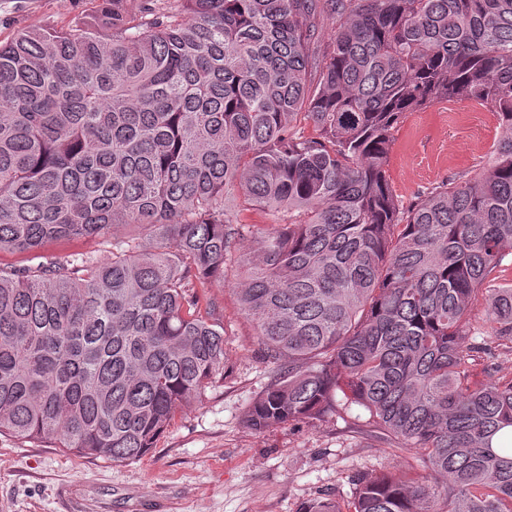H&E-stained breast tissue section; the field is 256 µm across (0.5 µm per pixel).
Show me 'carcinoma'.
<instances>
[{
    "instance_id": "obj_1",
    "label": "carcinoma",
    "mask_w": 512,
    "mask_h": 512,
    "mask_svg": "<svg viewBox=\"0 0 512 512\" xmlns=\"http://www.w3.org/2000/svg\"><path fill=\"white\" fill-rule=\"evenodd\" d=\"M121 2L0 45V251L154 233L0 269V434L144 456L224 381L202 288L234 258L274 369L245 423L356 406L424 467L301 512H512V378L474 381L465 344L480 293L479 335L512 343V0H176L145 20ZM443 100L489 105L502 135L405 208L392 132ZM241 202L284 216L246 253ZM112 246L98 236L63 238L49 242L40 254L46 257L97 256L105 258Z\"/></svg>"
}]
</instances>
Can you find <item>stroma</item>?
I'll use <instances>...</instances> for the list:
<instances>
[{
	"label": "stroma",
	"mask_w": 512,
	"mask_h": 512,
	"mask_svg": "<svg viewBox=\"0 0 512 512\" xmlns=\"http://www.w3.org/2000/svg\"><path fill=\"white\" fill-rule=\"evenodd\" d=\"M95 0H0V43L32 29H65ZM498 122L475 103L443 101L407 113L393 133L391 186L402 205L487 162ZM240 269L208 287L224 314V381L178 413L142 459L112 463L0 435V512H59L56 491L80 483L97 512H300L323 497L352 500L356 475L420 472L414 450L383 439L356 414L288 422L260 432L243 414L271 382L259 339L240 311Z\"/></svg>",
	"instance_id": "stroma-1"
}]
</instances>
